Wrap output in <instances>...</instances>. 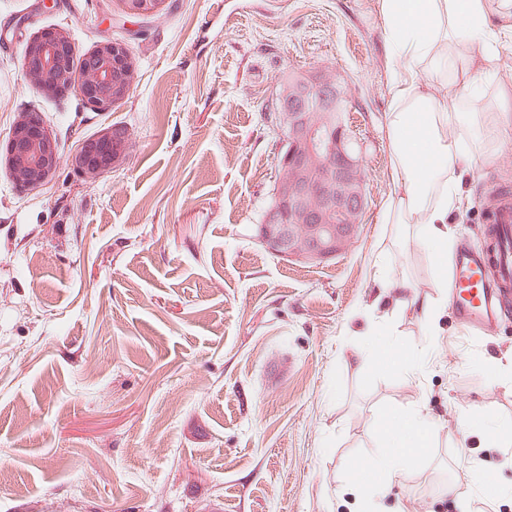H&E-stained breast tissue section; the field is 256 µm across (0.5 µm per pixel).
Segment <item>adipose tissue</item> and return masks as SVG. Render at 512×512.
Listing matches in <instances>:
<instances>
[{
  "label": "adipose tissue",
  "instance_id": "obj_1",
  "mask_svg": "<svg viewBox=\"0 0 512 512\" xmlns=\"http://www.w3.org/2000/svg\"><path fill=\"white\" fill-rule=\"evenodd\" d=\"M385 32V56L394 69L384 116L394 188L381 214L395 237H408L439 274V293L422 305L425 331L448 312L451 230L467 204L464 171L494 163L512 142V75L498 64L495 44L512 38V0H375ZM373 282L384 305L402 308L410 282L396 275L387 249L374 262ZM360 362L420 373L431 354L380 336L357 353ZM383 443L346 468L344 480L384 492L408 479L428 447L434 422L424 408L394 423L372 421Z\"/></svg>",
  "mask_w": 512,
  "mask_h": 512
}]
</instances>
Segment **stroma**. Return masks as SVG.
Masks as SVG:
<instances>
[{"instance_id":"stroma-1","label":"stroma","mask_w":512,"mask_h":512,"mask_svg":"<svg viewBox=\"0 0 512 512\" xmlns=\"http://www.w3.org/2000/svg\"><path fill=\"white\" fill-rule=\"evenodd\" d=\"M116 0H0V140L39 113L61 148L35 190L0 170V512H512L472 483H512V447L461 415L512 419V315L474 333L455 315L424 333L436 273L381 213L393 190L389 65L374 0H166L122 21ZM67 30L77 57L121 41L137 83L109 112L44 95L25 42ZM340 77L355 106L367 206L352 246L317 266L259 241L282 132L267 119L289 71ZM124 128L112 172L76 169L78 144ZM512 190V142L476 169L459 242H480L493 192ZM412 287L371 308L380 246ZM366 309L434 354L422 374L355 361ZM499 381H485L487 371ZM426 406L419 466L366 499L344 470L375 451L374 418Z\"/></svg>"}]
</instances>
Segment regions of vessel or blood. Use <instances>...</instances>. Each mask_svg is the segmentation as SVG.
Instances as JSON below:
<instances>
[{"mask_svg": "<svg viewBox=\"0 0 512 512\" xmlns=\"http://www.w3.org/2000/svg\"><path fill=\"white\" fill-rule=\"evenodd\" d=\"M485 244L463 247L453 259V309L465 327L478 331L497 328L506 311L504 296L512 293V197L489 210L484 218ZM497 266L498 287L484 279L488 266Z\"/></svg>", "mask_w": 512, "mask_h": 512, "instance_id": "vessel-or-blood-1", "label": "vessel or blood"}]
</instances>
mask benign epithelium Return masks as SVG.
<instances>
[{
	"label": "benign epithelium",
	"mask_w": 512,
	"mask_h": 512,
	"mask_svg": "<svg viewBox=\"0 0 512 512\" xmlns=\"http://www.w3.org/2000/svg\"><path fill=\"white\" fill-rule=\"evenodd\" d=\"M127 19L155 16L166 0H117ZM75 43L60 28L44 29L24 45L21 70L37 91L66 90L80 96L93 112H108L129 97L138 78L129 52L110 39L98 42L93 63L73 69ZM317 107L326 110L320 123L307 112H276L274 122L288 132L291 148L278 157L274 203L259 228V237L275 256L319 265L344 253L355 239L358 217L366 208L361 157L350 134L333 113L339 105V84L332 79L307 83ZM125 144L110 132L83 141L72 156L77 169L90 174L110 172L122 158ZM7 173L21 188L45 185L59 159V142L34 112H21L5 146ZM336 223H331V217Z\"/></svg>",
	"instance_id": "obj_1"
}]
</instances>
